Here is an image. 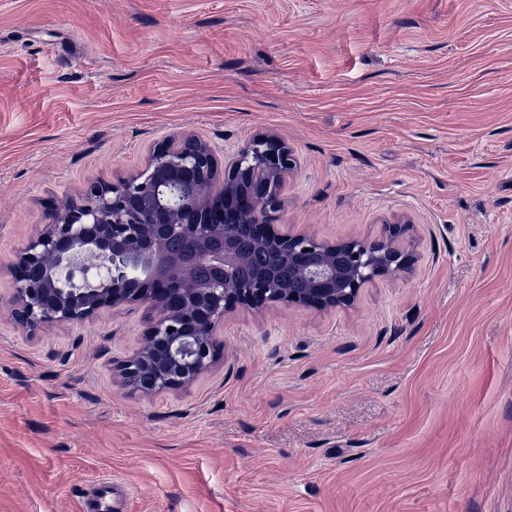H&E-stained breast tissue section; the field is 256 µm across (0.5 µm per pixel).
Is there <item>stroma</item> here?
Segmentation results:
<instances>
[{
  "mask_svg": "<svg viewBox=\"0 0 512 512\" xmlns=\"http://www.w3.org/2000/svg\"><path fill=\"white\" fill-rule=\"evenodd\" d=\"M183 132L296 165L282 231L415 260L330 310L239 308L147 397L132 304L32 336L8 263ZM512 512V0H0V512Z\"/></svg>",
  "mask_w": 512,
  "mask_h": 512,
  "instance_id": "35a3bbf8",
  "label": "stroma"
}]
</instances>
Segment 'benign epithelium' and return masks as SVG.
Returning a JSON list of instances; mask_svg holds the SVG:
<instances>
[{"label": "benign epithelium", "instance_id": "benign-epithelium-1", "mask_svg": "<svg viewBox=\"0 0 512 512\" xmlns=\"http://www.w3.org/2000/svg\"><path fill=\"white\" fill-rule=\"evenodd\" d=\"M292 166L290 148L274 135L244 141L222 172L207 141L187 132L163 139L143 169L93 182L50 208L48 224L10 262L13 320L32 335L140 303L149 314L144 342L117 371L154 395L187 388L211 367L226 313L349 306L364 284L410 266L399 247L405 224L387 225L377 240L334 244L280 233V188ZM240 224L260 225L254 249L268 256L245 278ZM172 239L181 242L176 251ZM294 279L306 287L291 288Z\"/></svg>", "mask_w": 512, "mask_h": 512}]
</instances>
